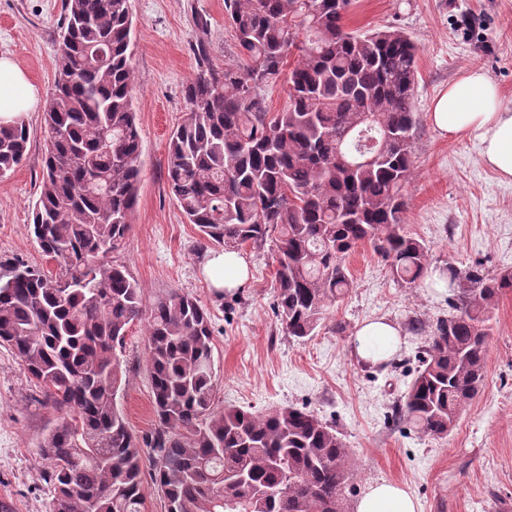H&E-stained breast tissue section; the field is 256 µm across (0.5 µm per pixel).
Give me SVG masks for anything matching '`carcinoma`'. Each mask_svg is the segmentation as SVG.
Instances as JSON below:
<instances>
[{
  "label": "carcinoma",
  "mask_w": 512,
  "mask_h": 512,
  "mask_svg": "<svg viewBox=\"0 0 512 512\" xmlns=\"http://www.w3.org/2000/svg\"><path fill=\"white\" fill-rule=\"evenodd\" d=\"M350 0H224L236 60L215 69L208 43L182 89L186 110L167 146V180L206 242L269 248L275 309L288 336L314 335L370 244L397 281L428 277L429 245L403 224L416 127L417 46L390 28L351 31ZM130 0H64L33 233L59 272L0 275V345L63 413L40 445L51 463L50 512H143L142 448L117 405L115 355L147 321L157 427L145 441L168 512H347L354 476L336 426L294 406L213 408L210 313L172 291L151 306L107 255L125 240L142 176L133 104ZM288 70L272 112L263 88ZM378 139L353 160L361 133ZM25 119L0 123V177L26 157ZM448 317L436 321L394 422L444 438L487 366L485 324L512 271L446 267Z\"/></svg>",
  "instance_id": "obj_1"
}]
</instances>
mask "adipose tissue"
Masks as SVG:
<instances>
[{"instance_id":"1","label":"adipose tissue","mask_w":512,"mask_h":512,"mask_svg":"<svg viewBox=\"0 0 512 512\" xmlns=\"http://www.w3.org/2000/svg\"><path fill=\"white\" fill-rule=\"evenodd\" d=\"M39 104V93L24 69L13 59L0 57V123L36 111ZM431 118L451 139L478 138L482 165L500 179L512 181V105L481 68H467L450 82L447 92L435 100ZM204 271L211 287L219 291L243 288L249 279L248 263L235 251L210 254ZM400 336V329L386 319L364 322L354 333V353L368 363L387 362L397 352ZM354 510L421 512L404 484L389 481L370 485Z\"/></svg>"}]
</instances>
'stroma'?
<instances>
[{
    "instance_id": "35a3bbf8",
    "label": "stroma",
    "mask_w": 512,
    "mask_h": 512,
    "mask_svg": "<svg viewBox=\"0 0 512 512\" xmlns=\"http://www.w3.org/2000/svg\"><path fill=\"white\" fill-rule=\"evenodd\" d=\"M133 91L141 130L143 177L131 227L112 263L126 267L145 302L167 291L195 296L210 312L216 391L213 407L307 408L336 426L354 461L348 496L356 503L379 480L404 484L421 512H500L512 503V291L496 302L488 323L483 385L445 438L395 426L393 408L411 374L372 366L352 354L358 325L384 318L400 326L398 357L415 358L422 342L411 324L431 327L447 316L445 293L428 284L406 287L370 245L346 260L352 286L329 305L316 336L299 342L283 330L274 309L276 260L244 247L250 277L245 288L219 292L206 279L194 225L186 223L166 179L167 142L185 111L182 87L197 72L193 45L209 44L217 68L236 58L235 34L224 0H131ZM62 0H0V56L14 59L49 99ZM349 29L392 27L419 48L412 139L413 167L405 184L406 228L431 248L435 268L480 266L494 276L512 270V181L480 162V147L453 141L431 123L434 100L461 71L481 67L512 101V0H352ZM27 156L0 178V275L25 265L57 269L31 231L46 133L44 115L25 117ZM148 336L134 322L116 354L126 369L117 400L139 438L156 427L147 370ZM60 420L17 357L0 347V501L13 512H47L54 488L39 445Z\"/></svg>"
}]
</instances>
